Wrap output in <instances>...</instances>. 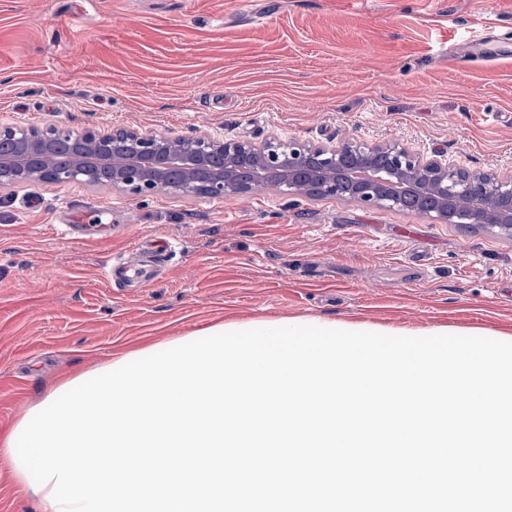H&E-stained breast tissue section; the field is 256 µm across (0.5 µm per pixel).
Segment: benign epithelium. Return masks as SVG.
Listing matches in <instances>:
<instances>
[{"label":"benign epithelium","mask_w":512,"mask_h":512,"mask_svg":"<svg viewBox=\"0 0 512 512\" xmlns=\"http://www.w3.org/2000/svg\"><path fill=\"white\" fill-rule=\"evenodd\" d=\"M15 140L14 150L0 155V188L38 182H91L85 169L95 164L108 170L97 184L149 195L175 191L208 197L239 193L235 160L254 162L251 188L275 186L285 195L307 193L305 174L315 180L319 195H336L337 185H351L348 198L371 207L394 208L397 198L380 192V184L395 182L402 194L418 201L434 197L437 208L428 213L443 223L454 221L459 209L466 227L496 228L512 234V172L504 175L471 173L440 156L425 157L405 146L342 142L311 145L278 136L259 143L224 140L211 136L168 137L116 128L107 132L41 130L33 126L0 127V136ZM72 137L74 165L57 174L51 163L54 142ZM478 179L479 196L465 197V187Z\"/></svg>","instance_id":"7a95c632"}]
</instances>
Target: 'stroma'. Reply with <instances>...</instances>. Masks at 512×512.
<instances>
[{
    "label": "stroma",
    "instance_id": "obj_1",
    "mask_svg": "<svg viewBox=\"0 0 512 512\" xmlns=\"http://www.w3.org/2000/svg\"><path fill=\"white\" fill-rule=\"evenodd\" d=\"M483 31L492 61L460 65ZM512 0H0V125L397 143L512 170ZM88 211L109 237L61 225ZM178 248L154 283L116 253ZM322 317L512 336V235L271 188L213 199L0 189V439L64 378L206 325ZM0 512H38L0 459ZM175 249V243L167 239L141 242L135 248V250L146 255L150 263H155L159 258L172 255ZM103 276L109 283L120 286L128 285L135 280L141 285H147L152 280L151 272L145 268L132 269L122 257H114L112 262L103 269Z\"/></svg>",
    "mask_w": 512,
    "mask_h": 512
}]
</instances>
